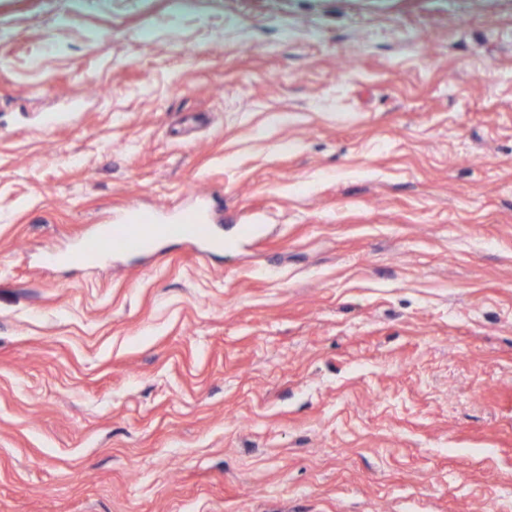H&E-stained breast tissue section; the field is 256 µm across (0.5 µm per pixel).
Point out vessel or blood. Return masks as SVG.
<instances>
[{
	"label": "vessel or blood",
	"instance_id": "vessel-or-blood-1",
	"mask_svg": "<svg viewBox=\"0 0 512 512\" xmlns=\"http://www.w3.org/2000/svg\"><path fill=\"white\" fill-rule=\"evenodd\" d=\"M212 218L208 205L198 204L190 208H174L165 216L151 217L146 223L135 224L130 218L120 223L107 225L81 241L66 257L50 253L44 256L45 264L52 265L58 260L69 264H84L89 258L105 260L123 255H147L157 244L176 239L199 245L209 250L215 240L207 225Z\"/></svg>",
	"mask_w": 512,
	"mask_h": 512
}]
</instances>
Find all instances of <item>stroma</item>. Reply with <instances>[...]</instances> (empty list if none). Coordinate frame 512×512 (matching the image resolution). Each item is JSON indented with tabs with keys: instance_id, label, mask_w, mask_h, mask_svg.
<instances>
[{
	"instance_id": "1",
	"label": "stroma",
	"mask_w": 512,
	"mask_h": 512,
	"mask_svg": "<svg viewBox=\"0 0 512 512\" xmlns=\"http://www.w3.org/2000/svg\"><path fill=\"white\" fill-rule=\"evenodd\" d=\"M0 512H512V0H0ZM138 212L139 207H134L120 223L98 229L67 254L65 262L86 264L90 257L105 260L123 255H147L157 244L171 239L197 244L201 254L212 245L224 247V241L214 239L204 225L213 223L206 204L177 207L166 216L151 217L146 224H131L130 216Z\"/></svg>"
}]
</instances>
